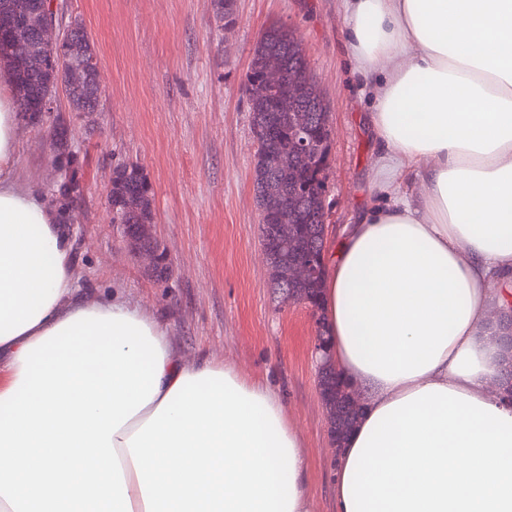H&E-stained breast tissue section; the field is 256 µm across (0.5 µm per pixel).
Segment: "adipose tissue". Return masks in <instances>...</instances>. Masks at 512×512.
<instances>
[{"label":"adipose tissue","mask_w":512,"mask_h":512,"mask_svg":"<svg viewBox=\"0 0 512 512\" xmlns=\"http://www.w3.org/2000/svg\"><path fill=\"white\" fill-rule=\"evenodd\" d=\"M389 194L326 252L331 360L362 401L335 512H512V0H345ZM0 74V512H312L281 396L184 362L164 319L80 295L68 230L20 183Z\"/></svg>","instance_id":"ef3b65f1"}]
</instances>
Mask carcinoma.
<instances>
[{"label": "carcinoma", "mask_w": 512, "mask_h": 512, "mask_svg": "<svg viewBox=\"0 0 512 512\" xmlns=\"http://www.w3.org/2000/svg\"><path fill=\"white\" fill-rule=\"evenodd\" d=\"M34 47L25 36L19 33L13 51L0 55V63L9 69L10 80L14 83L25 81L30 86L31 95L25 102L18 103L19 111L29 115L35 124L52 121L55 134H60L59 119L51 118L42 102L53 96L62 84L61 71L69 67V85L66 96L72 112H88L90 87L95 78L83 67L85 60L95 54L94 45L88 37H79L69 46V58H62L58 51L40 47L39 53L46 58L45 67L38 72L23 69L24 57ZM277 55L283 61V86L279 95L254 94L248 97L252 127L271 124L283 131L295 126L301 119L310 138L317 144V153H307L288 140V171L278 172L269 167L265 153L272 145L263 143L258 147L254 160V184L256 198L263 195H286L292 199L288 209V222L296 225V236L288 244L279 246L275 253L276 262L288 269V263L303 253L324 251L325 184L317 180L319 163L329 156L331 129L327 104L318 84L310 74L306 75L302 90L296 98L288 101V106L279 105V97L288 96V71L308 66L304 49L295 33L283 24H270L254 47L245 82L251 83L264 71L267 59ZM114 224L153 223L150 186L142 170L136 166L122 165L113 171L112 191L109 195ZM321 281L308 279L288 284V298L298 302L307 299L318 300ZM331 418L341 437H346L354 427L358 414L331 401Z\"/></svg>", "instance_id": "obj_1"}]
</instances>
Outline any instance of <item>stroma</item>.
Wrapping results in <instances>:
<instances>
[{
  "label": "stroma",
  "mask_w": 512,
  "mask_h": 512,
  "mask_svg": "<svg viewBox=\"0 0 512 512\" xmlns=\"http://www.w3.org/2000/svg\"><path fill=\"white\" fill-rule=\"evenodd\" d=\"M62 22L82 21L99 60L102 109L56 107L68 127L20 119L18 174L53 206L60 182L76 284L95 296L119 288L165 318L188 362L204 357L262 377L282 396L308 452L314 512H333L334 449L318 385V328L307 304L283 302L263 253L253 166L256 142L244 80L269 23L293 29L330 112L326 175L329 237L380 204L377 146L365 122L370 89L345 44L342 0H235L225 21L214 0H53ZM136 165L152 197L154 243L170 263L158 275L130 249L108 206L112 170Z\"/></svg>",
  "instance_id": "1"
}]
</instances>
